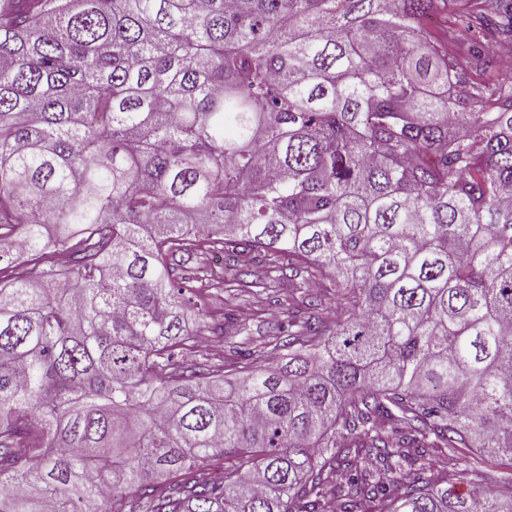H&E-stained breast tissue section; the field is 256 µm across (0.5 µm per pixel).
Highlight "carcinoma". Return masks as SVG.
<instances>
[{
	"mask_svg": "<svg viewBox=\"0 0 512 512\" xmlns=\"http://www.w3.org/2000/svg\"><path fill=\"white\" fill-rule=\"evenodd\" d=\"M434 2L0 0V512H512L457 485L512 462V78ZM326 278L236 379L175 358L183 292ZM465 1L463 0H436L435 1V10H433L432 15L430 18L427 19V29L431 31L432 33L438 34L440 31L441 26L443 25L445 21V17L447 16V13L458 11L462 8H464ZM435 19L437 23L435 25L430 24V20ZM182 261L191 267V270L198 272L199 276L214 267L213 256L208 253V243L204 237H198L194 252L189 256L183 255Z\"/></svg>",
	"mask_w": 512,
	"mask_h": 512,
	"instance_id": "1",
	"label": "carcinoma"
}]
</instances>
